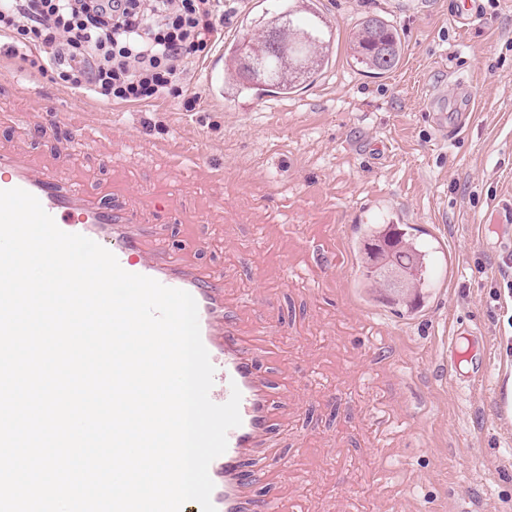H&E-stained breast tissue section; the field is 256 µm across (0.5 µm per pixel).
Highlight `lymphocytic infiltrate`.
<instances>
[{
    "mask_svg": "<svg viewBox=\"0 0 512 512\" xmlns=\"http://www.w3.org/2000/svg\"><path fill=\"white\" fill-rule=\"evenodd\" d=\"M223 31L221 0H0V56L107 104L181 96Z\"/></svg>",
    "mask_w": 512,
    "mask_h": 512,
    "instance_id": "obj_1",
    "label": "lymphocytic infiltrate"
}]
</instances>
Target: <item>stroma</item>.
Masks as SVG:
<instances>
[{
    "label": "stroma",
    "mask_w": 512,
    "mask_h": 512,
    "mask_svg": "<svg viewBox=\"0 0 512 512\" xmlns=\"http://www.w3.org/2000/svg\"><path fill=\"white\" fill-rule=\"evenodd\" d=\"M317 0L336 50L288 97H225L201 57L153 107H104L0 74V153L58 172L149 239L218 272L241 333L269 330V479L283 512H512V0ZM277 0H224L222 44ZM379 14L403 56L374 75L347 36ZM100 133L89 148L81 134ZM415 229L433 286L404 312L365 288L355 241Z\"/></svg>",
    "instance_id": "35a3bbf8"
}]
</instances>
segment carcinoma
Returning a JSON list of instances; mask_svg holds the SVG:
<instances>
[{"label": "carcinoma", "mask_w": 512, "mask_h": 512, "mask_svg": "<svg viewBox=\"0 0 512 512\" xmlns=\"http://www.w3.org/2000/svg\"><path fill=\"white\" fill-rule=\"evenodd\" d=\"M224 49V90L238 96L290 95L298 83L313 80L328 65L334 46L332 26L320 18L316 0H295L267 12ZM288 41V56L273 50L274 36ZM251 51L250 67L242 46ZM351 62L382 74L401 60L402 39L387 18L363 17L349 34ZM367 287L388 303L413 308L431 287L429 253L417 237L397 224H365L357 242Z\"/></svg>", "instance_id": "carcinoma-1"}]
</instances>
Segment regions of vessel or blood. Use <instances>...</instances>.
Returning a JSON list of instances; mask_svg holds the SVG:
<instances>
[{
  "label": "vessel or blood",
  "instance_id": "1",
  "mask_svg": "<svg viewBox=\"0 0 512 512\" xmlns=\"http://www.w3.org/2000/svg\"><path fill=\"white\" fill-rule=\"evenodd\" d=\"M23 189L34 195L64 232L86 236L112 252L127 272L184 290L195 299L202 342L215 368L209 396L226 403L232 389H239L242 423L228 433L224 454L209 466L214 483L211 500L216 512H279L274 501H254L245 491L263 472L250 468L252 454L266 444L274 417L276 392L271 381L254 368L257 355L270 352L264 334L244 336L233 315L224 307L220 278L211 272L193 271L182 264L179 249L149 245L144 216L118 214L79 191L63 190L53 175L0 154V190Z\"/></svg>",
  "mask_w": 512,
  "mask_h": 512
}]
</instances>
